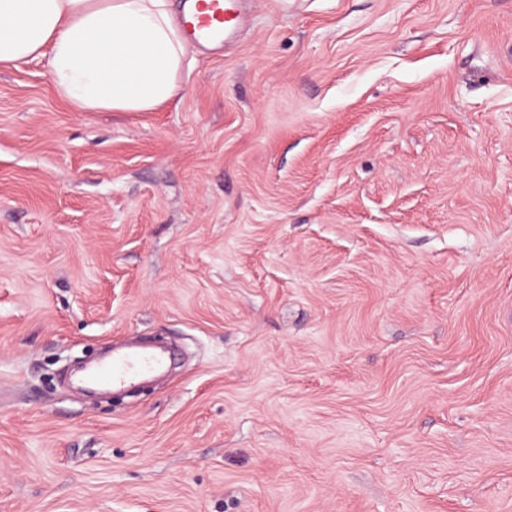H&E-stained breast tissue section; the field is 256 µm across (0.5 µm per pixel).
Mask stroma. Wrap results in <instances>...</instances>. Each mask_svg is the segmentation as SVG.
<instances>
[{
  "label": "stroma",
  "mask_w": 512,
  "mask_h": 512,
  "mask_svg": "<svg viewBox=\"0 0 512 512\" xmlns=\"http://www.w3.org/2000/svg\"><path fill=\"white\" fill-rule=\"evenodd\" d=\"M179 84L0 68V512H512V0H247ZM165 364L166 358L162 350L116 351L113 352L111 360L92 372L89 378L96 382H112L113 388H121L146 375L161 371Z\"/></svg>",
  "instance_id": "35a3bbf8"
}]
</instances>
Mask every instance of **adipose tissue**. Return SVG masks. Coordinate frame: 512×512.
Segmentation results:
<instances>
[{"label": "adipose tissue", "mask_w": 512, "mask_h": 512, "mask_svg": "<svg viewBox=\"0 0 512 512\" xmlns=\"http://www.w3.org/2000/svg\"><path fill=\"white\" fill-rule=\"evenodd\" d=\"M187 50L172 0H0V68L47 59L78 112L155 109Z\"/></svg>", "instance_id": "adipose-tissue-1"}]
</instances>
